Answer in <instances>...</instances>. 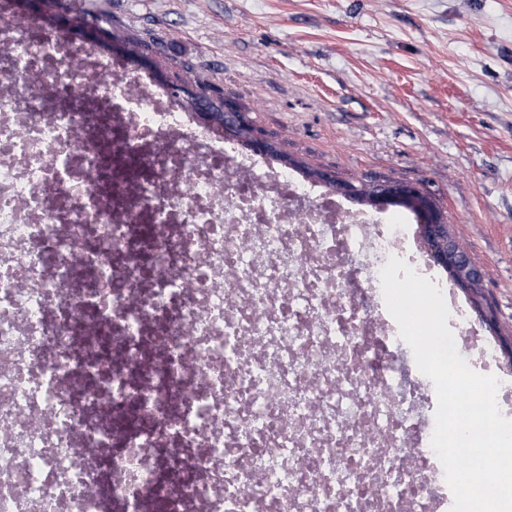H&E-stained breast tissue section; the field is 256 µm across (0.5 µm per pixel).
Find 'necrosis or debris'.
<instances>
[{
	"instance_id": "1",
	"label": "necrosis or debris",
	"mask_w": 512,
	"mask_h": 512,
	"mask_svg": "<svg viewBox=\"0 0 512 512\" xmlns=\"http://www.w3.org/2000/svg\"><path fill=\"white\" fill-rule=\"evenodd\" d=\"M0 61V512H447L389 257L471 319L410 225L237 163L94 48L0 20Z\"/></svg>"
}]
</instances>
